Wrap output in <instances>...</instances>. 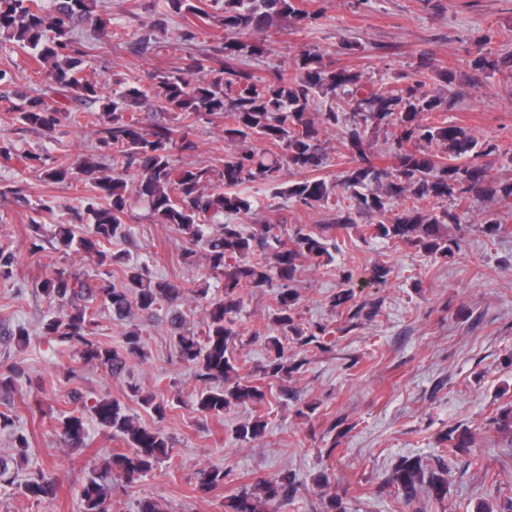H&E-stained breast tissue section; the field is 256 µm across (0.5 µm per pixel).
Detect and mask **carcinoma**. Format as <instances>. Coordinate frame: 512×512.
I'll use <instances>...</instances> for the list:
<instances>
[{"label":"carcinoma","mask_w":512,"mask_h":512,"mask_svg":"<svg viewBox=\"0 0 512 512\" xmlns=\"http://www.w3.org/2000/svg\"><path fill=\"white\" fill-rule=\"evenodd\" d=\"M98 0H0V45L12 43L31 63L35 81L46 84L47 92L71 93L82 101L101 98L97 83L86 75V54L80 39V26L92 24L104 31L110 21L97 13ZM147 10L157 15L154 25L165 27L164 17L177 15L192 19L195 27H222L235 37L215 47L224 54V66L211 65L208 54L190 55L174 66L150 77L140 86L112 90L105 118L110 124L101 147L107 150L108 163L102 165L83 158L71 166L61 161L42 171L43 179L72 184L75 175L86 181L75 186L79 207L72 213V224H59L58 235L77 254L95 256L102 268L98 277L88 280L79 272L59 268L35 284L49 302L61 308L42 321L41 335L84 363H92L112 373L125 369L127 360L142 350V332L135 329L123 346L112 348L95 340L100 310L117 320L132 311L172 310L170 325L179 359L195 369L201 386L196 394L199 412L219 416L233 403L264 401V387L238 374L234 356L240 332L235 317L241 306V292L268 290L277 302L275 324L282 335L292 334L302 345L317 341L326 328L304 330L295 320L296 298L290 283L299 271L297 261L328 254L325 232L305 224L293 228L292 248H275L281 242L282 224H264L258 234L245 233L242 225L216 224L224 213L244 221L255 211L257 200L246 190L257 182H273L287 166L306 177L288 189V196L302 206L328 203L331 190L324 179L314 175L325 159L320 139L323 127L346 128V147L356 156V164L344 171L341 187L350 205L340 210L336 225L356 223V217L373 215V234L396 243L419 246L427 252L446 253L458 243L440 233L443 224L459 221L444 202L461 204L474 197L488 196L506 207L512 205V182H488L487 167L479 158L490 155L496 145L477 148V141L465 128L439 118L446 101L439 89H427V80L452 84V71L437 72L419 79L411 77L387 90L367 87L363 73L348 68H332L315 49H303L291 67L275 68L257 75L236 62L252 57L256 46L249 40L254 31H266L281 19L293 21L304 30L320 17L297 0H153ZM118 46L137 49V32L123 28L111 31ZM330 99L329 106L311 111L318 98ZM6 110L16 121L32 129L64 133L79 123L78 112L61 108L46 99V92L21 95L16 100L4 97ZM151 103L162 112L177 113V124L155 123L146 126L134 107ZM233 116L224 127V141L243 148L224 152L221 168L174 164V152L196 148L193 131L196 123ZM392 127L395 135V162L382 168L366 152L368 128ZM262 141L266 149L246 148L248 142ZM445 146L446 161L437 160L428 146ZM0 154L24 163L37 159L26 150L4 142L0 133ZM133 174L137 189L130 192L126 174ZM433 201L438 208L416 205L401 208L406 201ZM144 201L160 224H170L183 235L184 256L189 264L198 258L215 278H224V295L208 296L205 289L194 290L170 282L157 281L147 266L132 264L126 256L112 251V245L127 240L132 226L129 211ZM122 267L125 283L118 286L115 267ZM15 255L0 248V281L14 277ZM200 300L202 318L199 330L187 328L178 306L188 296ZM273 358L266 366L274 377L288 376L301 364L294 363L277 337L271 338ZM22 363L0 368V388L10 389L23 379ZM100 424L128 445V451L115 454L106 471H89L78 491L80 512H112V483L117 471L128 481L149 472L169 456V437L158 428H147L133 421L120 401L102 398L93 406ZM267 422L255 419L235 430V439L247 442L261 436ZM61 437L71 447L82 445L85 437L83 417L70 415L62 423ZM227 471L211 466L199 473L203 492L224 484ZM442 499L448 492L444 471L424 474L419 462L404 460L393 471L389 486L406 500L417 495L421 485ZM17 486L22 496L36 502H51L57 493L53 473L38 467L17 485L13 473L0 459V488ZM262 495L245 489L235 495L231 512H274L272 506L288 499L295 491V480L288 474L262 481Z\"/></svg>","instance_id":"obj_1"}]
</instances>
